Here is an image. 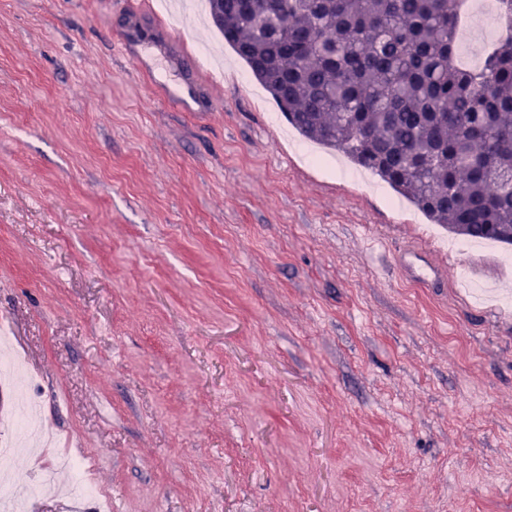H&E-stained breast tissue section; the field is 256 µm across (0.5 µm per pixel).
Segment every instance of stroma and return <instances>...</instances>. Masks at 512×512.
<instances>
[{"instance_id": "stroma-1", "label": "stroma", "mask_w": 512, "mask_h": 512, "mask_svg": "<svg viewBox=\"0 0 512 512\" xmlns=\"http://www.w3.org/2000/svg\"><path fill=\"white\" fill-rule=\"evenodd\" d=\"M153 7L125 50L120 0H0V396L36 387L99 492L21 512H512V246L392 209L204 0ZM56 454L19 452L0 498Z\"/></svg>"}]
</instances>
